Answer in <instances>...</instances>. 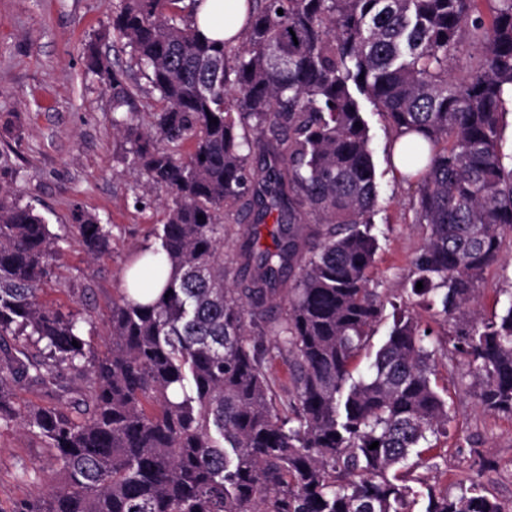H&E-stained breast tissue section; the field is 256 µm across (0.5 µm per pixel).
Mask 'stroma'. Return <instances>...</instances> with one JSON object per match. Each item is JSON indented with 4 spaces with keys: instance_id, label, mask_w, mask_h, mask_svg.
I'll use <instances>...</instances> for the list:
<instances>
[{
    "instance_id": "stroma-1",
    "label": "stroma",
    "mask_w": 512,
    "mask_h": 512,
    "mask_svg": "<svg viewBox=\"0 0 512 512\" xmlns=\"http://www.w3.org/2000/svg\"><path fill=\"white\" fill-rule=\"evenodd\" d=\"M115 5L116 0H0V180L58 237L61 256L41 285V300L77 314L85 339L98 348L109 334L112 299L122 293L126 271L142 247L158 245L154 232L166 220L171 197L168 188L148 185L126 161L129 145L114 126L112 92L88 69L93 49L127 69L139 87L135 106L141 123L161 110L158 93L112 30ZM362 112L378 191L373 231L381 245L371 286L387 301L409 287L425 231L410 208L418 185L397 175L383 117L367 101ZM80 213L110 225L108 251L94 258L83 251L71 233ZM228 228L224 267L233 286L244 231L256 229L261 247L271 249L275 224L255 223L253 212L244 210ZM510 286L512 252L506 250L480 286L482 317L494 314L497 289ZM438 377L447 388L448 435L438 443L437 467L415 471L420 481L413 512H424L429 489L455 496L473 476L503 506L512 505V417L483 410L465 366L439 364ZM54 468L52 450L28 429L0 426V512H12L44 490Z\"/></svg>"
}]
</instances>
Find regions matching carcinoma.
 <instances>
[{"mask_svg": "<svg viewBox=\"0 0 512 512\" xmlns=\"http://www.w3.org/2000/svg\"><path fill=\"white\" fill-rule=\"evenodd\" d=\"M201 2L119 0L112 14L165 103L147 130L131 112L115 125L131 165L172 197L153 249L165 264L139 273L167 276L164 291L112 300L104 352L40 300L56 238L0 181V424H22L56 465L13 512H409L413 472L447 434L438 355L467 366L484 410L512 414V287L494 317L473 309L512 236V0H247L236 44L198 33ZM90 59L113 110L131 105L127 71ZM363 97L390 145L419 136L402 160L426 226L404 310L365 375L355 362L384 304L369 287L379 240ZM257 151L268 160L254 165ZM249 194L277 241L260 249L245 233L231 288L224 223ZM76 221L88 254L108 249L105 225ZM415 307L451 330L430 344ZM273 352L288 358L286 386L267 371ZM62 365L84 381L72 405L13 406L14 383L44 387ZM425 512L504 510L473 483L453 498L428 489Z\"/></svg>", "mask_w": 512, "mask_h": 512, "instance_id": "1", "label": "carcinoma"}]
</instances>
